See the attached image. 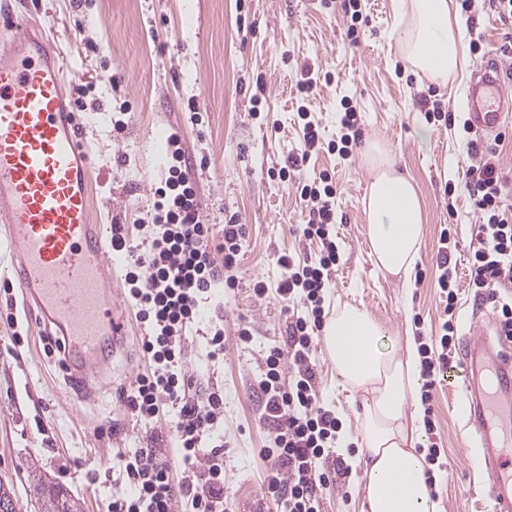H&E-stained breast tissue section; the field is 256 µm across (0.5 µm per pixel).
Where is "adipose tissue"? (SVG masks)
<instances>
[{
	"label": "adipose tissue",
	"mask_w": 512,
	"mask_h": 512,
	"mask_svg": "<svg viewBox=\"0 0 512 512\" xmlns=\"http://www.w3.org/2000/svg\"><path fill=\"white\" fill-rule=\"evenodd\" d=\"M399 55L429 83L444 87L465 64L464 31L450 0H402ZM370 180L363 212L379 269L409 276L418 257L426 212L412 178L395 168L387 145L369 142ZM326 351L342 385L361 394L360 456L367 512H440L424 474L422 411L407 412L420 380L418 345L398 342L365 311L343 305L323 329Z\"/></svg>",
	"instance_id": "obj_1"
}]
</instances>
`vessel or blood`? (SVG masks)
Listing matches in <instances>:
<instances>
[{"label": "vessel or blood", "mask_w": 512, "mask_h": 512, "mask_svg": "<svg viewBox=\"0 0 512 512\" xmlns=\"http://www.w3.org/2000/svg\"><path fill=\"white\" fill-rule=\"evenodd\" d=\"M0 26L10 32L0 44V223L26 301L64 336L73 384L87 385L126 334L123 305L101 286L112 261L90 205V158L47 25L5 12ZM464 108L475 132L512 124V78L499 64L477 66ZM492 328L489 315L472 313L451 380L492 510L512 512V354L498 350Z\"/></svg>", "instance_id": "vessel-or-blood-1"}]
</instances>
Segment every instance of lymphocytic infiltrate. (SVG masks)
<instances>
[{
	"label": "lymphocytic infiltrate",
	"mask_w": 512,
	"mask_h": 512,
	"mask_svg": "<svg viewBox=\"0 0 512 512\" xmlns=\"http://www.w3.org/2000/svg\"><path fill=\"white\" fill-rule=\"evenodd\" d=\"M302 146L288 155L269 176L293 180L309 220L302 237L319 244L312 257L281 256L285 274L277 288L289 302L287 336L283 345L264 355L257 378L262 418L269 426L265 457L273 466L264 483L274 512H321L324 492L348 470L330 455L339 439L341 422L318 397L315 351L325 325V292L339 266L336 246V190L328 174L303 176L311 154L321 143L310 112L300 110ZM167 170L154 202L141 222L142 245L132 244L123 225L112 227L113 253L126 261L124 280L128 302L144 327L139 347L149 367L139 375L123 402L144 422L160 410L174 418L167 430L172 449L137 448L122 462L133 483L132 495L117 498L113 512H225L224 447L211 438L224 419V397L208 391L188 397L185 340L198 321L202 305L217 286L238 287L235 275L245 225L237 218L224 224L204 220L197 184L184 150V135L173 129L167 137ZM465 189L479 216L468 247L469 286L476 299L491 306L498 334L512 340V299L500 296L512 284V183L503 175L496 149L480 139L468 142ZM459 243L453 228H443L436 254L437 286L445 298L438 338L420 342L424 427L435 432L432 392L451 368L458 342L456 307L457 266L451 256Z\"/></svg>",
	"instance_id": "lymphocytic-infiltrate-1"
}]
</instances>
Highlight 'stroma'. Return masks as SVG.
Segmentation results:
<instances>
[{"instance_id": "1", "label": "stroma", "mask_w": 512, "mask_h": 512, "mask_svg": "<svg viewBox=\"0 0 512 512\" xmlns=\"http://www.w3.org/2000/svg\"><path fill=\"white\" fill-rule=\"evenodd\" d=\"M401 0H364L369 24L351 45L340 0H10L15 13L50 20L65 64L69 99H82L77 113L82 142L92 166L91 196L104 237L125 225L134 242L143 234L135 222L153 203L163 171L165 142L182 128L190 172L205 220L230 216L247 226L239 285L217 289L206 309H221L224 357L210 362L203 339L186 341L189 395L215 389L224 395V495L234 512H269L263 475L270 466L260 453L268 427L260 418L255 378L268 348L282 344L288 315L276 289L284 275V254L313 255L298 226L305 213L292 181L269 178V168L300 148L298 85L307 69L320 81L306 105L319 127L323 148L305 170L328 172L336 189V245L340 267L330 288V304H350L368 312L397 339L434 336L444 305L435 286V255L441 229L457 230L454 253L467 275L468 244L477 216L463 186L468 162L467 134L428 121L421 98L436 99L462 112L471 75L483 57L468 54L463 74L447 87L431 88L401 60L393 33ZM467 39L495 48L512 37V26L484 7L473 13L453 5ZM131 118L116 129L121 103ZM358 114L361 138L385 141L399 171L415 181L427 222L418 270L423 281L379 270L371 255L362 199L368 173L361 153L341 159L326 144L338 140L346 107ZM430 132L420 141L419 128ZM454 185V198L444 194ZM266 299L253 295L256 282ZM0 313L13 314L17 327L0 322V484L15 496L18 512H35L28 472L38 467L83 505V512H112L113 498L130 492L122 455L145 446L151 433H164L171 413L155 428L145 427L122 396L143 373L142 333L127 317V347L109 363L104 381L86 397L71 388L58 358L46 356L48 330L36 307L25 305L20 288L0 259ZM249 326L250 343L237 339ZM20 344H13L12 334ZM319 394L342 423L336 453L353 459L349 446L358 435L363 398L336 379L326 351H319ZM436 436L444 448V471L434 495L442 512H491L487 484L479 476L461 413L460 391L448 385L433 392ZM363 473L353 468L347 481L323 495V512H360Z\"/></svg>"}]
</instances>
